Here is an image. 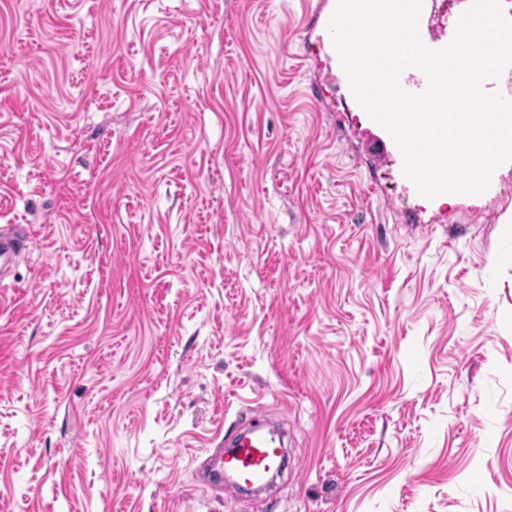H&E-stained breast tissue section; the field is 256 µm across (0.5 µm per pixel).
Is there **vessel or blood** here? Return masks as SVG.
I'll return each instance as SVG.
<instances>
[{
  "label": "vessel or blood",
  "mask_w": 512,
  "mask_h": 512,
  "mask_svg": "<svg viewBox=\"0 0 512 512\" xmlns=\"http://www.w3.org/2000/svg\"><path fill=\"white\" fill-rule=\"evenodd\" d=\"M436 2L423 0L418 22L422 42L432 49H440L450 43L458 22L457 17L448 18L443 35H433L431 24L436 13ZM225 441L226 448L216 449L203 469L206 481L215 488H223L231 493L257 489L270 474L278 470L282 462L275 430H265L253 424L243 430H234L226 435Z\"/></svg>",
  "instance_id": "b4317fda"
}]
</instances>
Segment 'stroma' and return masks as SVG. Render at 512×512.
<instances>
[{"label":"stroma","mask_w":512,"mask_h":512,"mask_svg":"<svg viewBox=\"0 0 512 512\" xmlns=\"http://www.w3.org/2000/svg\"><path fill=\"white\" fill-rule=\"evenodd\" d=\"M335 7L0 0V512H512V174L414 194ZM230 448H216L205 464L203 473L213 487L230 493L255 491L264 480L278 470L282 462L281 448L276 446L277 432L250 424L224 436Z\"/></svg>","instance_id":"obj_1"}]
</instances>
